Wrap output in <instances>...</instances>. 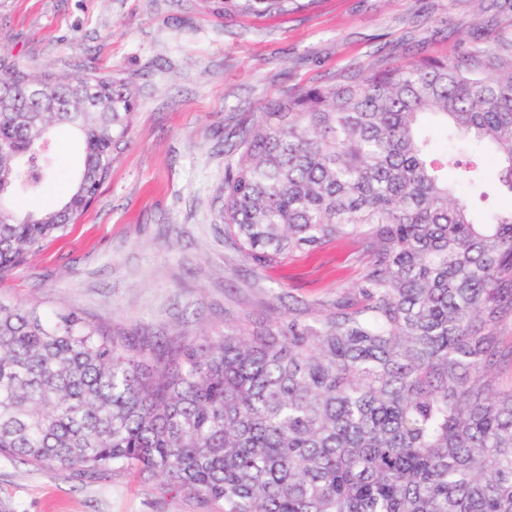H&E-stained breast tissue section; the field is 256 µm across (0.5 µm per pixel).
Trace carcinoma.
Segmentation results:
<instances>
[{
  "label": "carcinoma",
  "mask_w": 512,
  "mask_h": 512,
  "mask_svg": "<svg viewBox=\"0 0 512 512\" xmlns=\"http://www.w3.org/2000/svg\"><path fill=\"white\" fill-rule=\"evenodd\" d=\"M1 89L0 281L92 206L136 106L124 77L2 54ZM59 127L81 144L69 196L11 210L51 174ZM489 164L512 195V65L381 59L266 102L225 163L224 237L260 271L357 240L353 296L187 344L0 302V457L78 480L132 470L200 512H512V207L480 221L448 184L450 166L475 182Z\"/></svg>",
  "instance_id": "cac0c4a2"
}]
</instances>
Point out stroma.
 Returning a JSON list of instances; mask_svg holds the SVG:
<instances>
[{"label": "stroma", "instance_id": "stroma-1", "mask_svg": "<svg viewBox=\"0 0 512 512\" xmlns=\"http://www.w3.org/2000/svg\"><path fill=\"white\" fill-rule=\"evenodd\" d=\"M0 44L26 72L93 68L127 78L137 98L93 206L0 281V300L189 342L294 302L333 307L363 269L359 245L341 241L256 273L225 240L224 151L262 102L381 58L510 64L512 0H314L285 15L224 17L200 0H0ZM73 142L51 136L53 173L41 193L15 197L17 210L67 194ZM0 512L199 510L133 472L78 482L0 458Z\"/></svg>", "mask_w": 512, "mask_h": 512}]
</instances>
